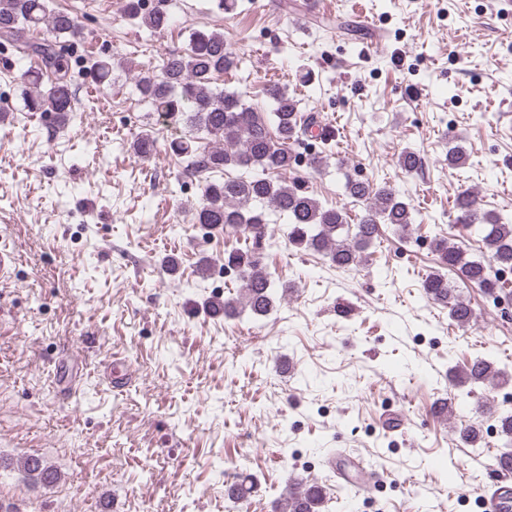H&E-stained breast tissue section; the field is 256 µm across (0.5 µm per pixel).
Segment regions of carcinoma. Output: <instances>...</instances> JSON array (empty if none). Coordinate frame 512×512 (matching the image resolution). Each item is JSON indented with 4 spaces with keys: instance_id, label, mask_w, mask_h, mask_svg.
Returning <instances> with one entry per match:
<instances>
[{
    "instance_id": "1",
    "label": "carcinoma",
    "mask_w": 512,
    "mask_h": 512,
    "mask_svg": "<svg viewBox=\"0 0 512 512\" xmlns=\"http://www.w3.org/2000/svg\"><path fill=\"white\" fill-rule=\"evenodd\" d=\"M128 15L152 32L161 33L171 26L168 14L143 12L138 0H127ZM45 28L51 40L31 42L21 39L24 30ZM80 25L68 13L49 10L47 0H0V38L22 56L37 55L45 67L56 74V82L40 89V76L32 75L33 86L25 98L29 112H50L63 126L74 111L70 81L67 80L68 58L59 38L76 36ZM240 58L224 40V33L215 30L191 33L186 48L166 56L159 69L141 70L135 77V91L141 101L173 125L191 127L205 135L209 143L195 138L174 139L171 152L186 162L191 175L198 167L223 171L239 168L251 171L258 167L266 176H239L204 186L200 202L193 207L194 222L210 231L242 236L252 242L246 250L224 252V268L231 271L239 283V294L227 298L214 308L226 317L245 311L255 318L266 317L275 308L278 289L288 285L276 280L269 272L263 252L269 237L270 224L265 207L285 218L288 224V244L295 249L321 255L337 268L359 265L366 251L381 235L382 226L393 227L401 237L410 235L415 222L413 206L390 186L377 185L352 177L344 163H337L343 172V188L349 197L363 204L356 223L348 212L326 206L310 194L302 180L286 179L295 170L293 146L317 129L316 138L323 149H332L335 131L319 120L316 112H302L288 90L277 84L268 86L271 111L262 114L237 92L214 87V77L238 69ZM95 81L100 85L112 82V61L101 57L92 65ZM155 139L148 130L141 131L133 142L134 154L148 157ZM470 153L455 144L448 149V165L463 168L469 165ZM455 222L482 243L483 259H471L466 251L445 238L434 241V252L440 267L455 272L458 277L476 284L496 301L506 293L508 282L500 272L512 270V214L481 208L470 192L459 194L455 201ZM422 294L435 304L448 309V317L459 327L474 321L470 306L448 283L440 271L428 274L421 282ZM455 386L473 393L482 384L508 385L512 377L485 358L474 359L465 369L453 375ZM481 412L496 415L504 447H512V412L495 414L490 405ZM18 471L26 480L51 485L59 479L53 468L36 457H27ZM325 493L321 485L300 480L288 485V512H321Z\"/></svg>"
}]
</instances>
